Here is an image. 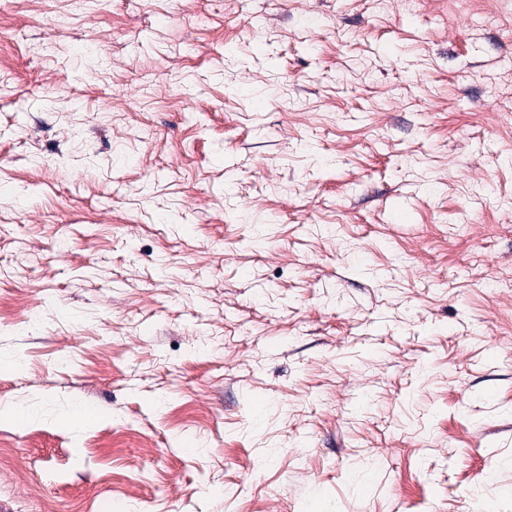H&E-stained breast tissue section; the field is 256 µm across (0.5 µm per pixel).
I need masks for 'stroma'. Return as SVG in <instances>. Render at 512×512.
Segmentation results:
<instances>
[{
    "label": "stroma",
    "mask_w": 512,
    "mask_h": 512,
    "mask_svg": "<svg viewBox=\"0 0 512 512\" xmlns=\"http://www.w3.org/2000/svg\"><path fill=\"white\" fill-rule=\"evenodd\" d=\"M1 357L12 512H512V25L0 0Z\"/></svg>",
    "instance_id": "1"
}]
</instances>
